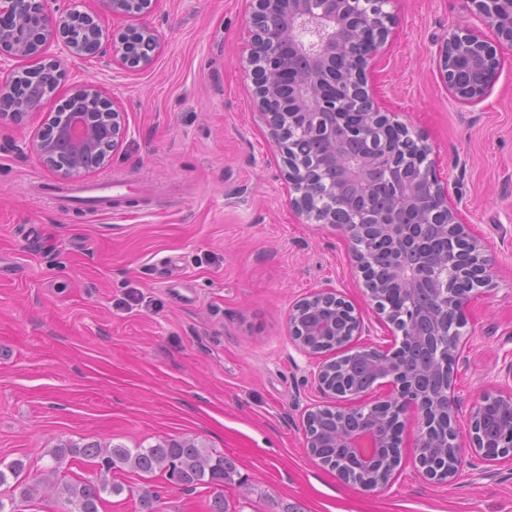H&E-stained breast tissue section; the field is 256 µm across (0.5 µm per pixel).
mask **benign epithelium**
<instances>
[{"label": "benign epithelium", "instance_id": "obj_1", "mask_svg": "<svg viewBox=\"0 0 512 512\" xmlns=\"http://www.w3.org/2000/svg\"><path fill=\"white\" fill-rule=\"evenodd\" d=\"M74 6L51 10L50 0H0V120L19 121L39 111L46 99L43 92L58 87L62 60L94 58L102 45L112 44V61L124 68H147L161 46L156 30L147 25L127 29L116 38L100 26V15L123 18L144 15L158 0H71ZM470 10L491 29L493 37L463 27L452 32L439 51L440 71L453 98L473 105L485 99L500 67L501 50L512 48V0H469ZM253 27L248 34L247 63L252 67L255 105L272 142L283 152L284 181L294 193L292 206L307 220L339 227L350 243L353 268L361 273L365 297L379 305L387 286L370 280L376 265L380 240L391 243L390 287L407 299L401 314L384 312L385 326L401 333L387 348L372 343L353 346L364 326L356 308L334 288L320 289L295 303L288 315L289 335L294 345L310 355L323 354L314 377L319 389L342 402L331 410L341 421L359 420L351 431L338 428L330 447L343 448L337 476L349 475V483L370 491L384 487L402 458L386 453L392 446L372 422L379 419L404 425L417 420L415 448L422 458L425 448L445 450L443 466H435L432 479L453 481L467 464V457L493 460L512 454V424L487 435L486 408L490 404L512 410V383L506 391L483 395L469 412L471 443L456 442L457 400L453 387V363L466 347L455 330L448 329V312L464 318L465 309L479 288L492 287L493 259L485 243L472 235L448 205V190L434 173L419 174L391 155L390 133L403 124L375 103L368 84L367 67L379 52L393 24L387 12L373 14L372 0H253ZM57 58L46 60L50 47ZM21 60L32 65L17 70ZM31 81L25 95L18 96L16 80ZM290 90L284 112H273L269 104ZM363 110L356 124L346 125L343 113L350 104ZM297 128L324 151L313 165L295 157L282 140V130ZM128 133L124 112L98 86L82 84L59 106L58 114L37 133L32 150L63 181H72L102 169L112 159ZM328 189L343 202L364 201L355 222L337 221L336 203H319L309 210L307 192L319 196ZM432 225L443 234V251L419 260L407 226ZM426 321L432 331L421 342L432 358L424 376L432 386L425 388L406 379L398 351L406 338L415 335L413 326ZM374 355V370L359 385H347L336 370L340 354L354 357ZM388 386L383 398L367 402L376 387ZM325 407L313 406L304 416L306 448L317 465L325 462L313 449L319 438L311 419Z\"/></svg>", "mask_w": 512, "mask_h": 512}]
</instances>
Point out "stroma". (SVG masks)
<instances>
[{"instance_id":"stroma-1","label":"stroma","mask_w":512,"mask_h":512,"mask_svg":"<svg viewBox=\"0 0 512 512\" xmlns=\"http://www.w3.org/2000/svg\"><path fill=\"white\" fill-rule=\"evenodd\" d=\"M384 9L394 23L371 63L374 98L425 138L449 201L495 260L454 365L465 444L473 403L512 378V51L488 97L464 106L437 48L453 29L480 26L465 0ZM144 22L162 42L149 68L118 69L107 52L67 62L41 112L0 123V462L22 461L32 482L62 443L192 437L236 461L223 492L237 512H512V460L478 459L437 483L414 459L410 423L384 490L311 461L303 417L327 399L316 357L290 340L288 312L337 289L373 342L379 316L342 231L289 204L281 152L254 106L249 0H159ZM84 82L117 101L129 128L110 165L78 180L124 182L101 210L59 208L62 182L30 150ZM124 482L159 491L158 512H206L213 496L156 475Z\"/></svg>"}]
</instances>
